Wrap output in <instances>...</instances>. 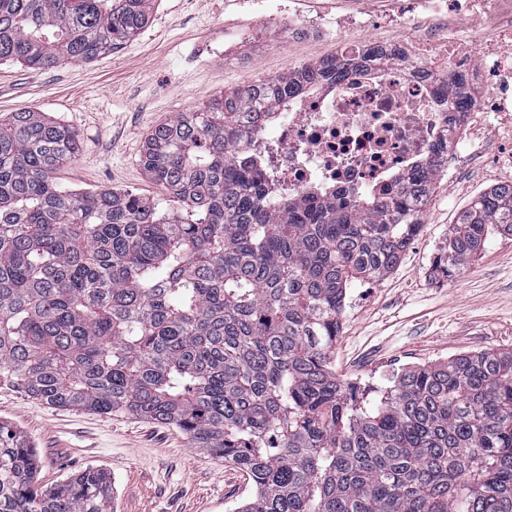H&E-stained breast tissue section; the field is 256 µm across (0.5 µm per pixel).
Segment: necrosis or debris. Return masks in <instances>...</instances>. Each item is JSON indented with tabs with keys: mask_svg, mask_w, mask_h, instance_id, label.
Returning a JSON list of instances; mask_svg holds the SVG:
<instances>
[{
	"mask_svg": "<svg viewBox=\"0 0 512 512\" xmlns=\"http://www.w3.org/2000/svg\"><path fill=\"white\" fill-rule=\"evenodd\" d=\"M338 55L354 64L348 76L327 74L316 88L294 90L279 102L272 123L237 147L264 166L284 197L300 200L316 189L325 202L353 199L397 176L412 178L415 165L443 142L457 163H471L480 151L476 113L512 108V52L486 46L476 54L450 43H383L370 36L342 41ZM473 73L483 92L457 112L467 134L452 141L448 107L469 97Z\"/></svg>",
	"mask_w": 512,
	"mask_h": 512,
	"instance_id": "1",
	"label": "necrosis or debris"
}]
</instances>
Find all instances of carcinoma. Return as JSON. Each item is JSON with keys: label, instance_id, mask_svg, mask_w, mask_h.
<instances>
[{"label": "carcinoma", "instance_id": "1", "mask_svg": "<svg viewBox=\"0 0 512 512\" xmlns=\"http://www.w3.org/2000/svg\"><path fill=\"white\" fill-rule=\"evenodd\" d=\"M154 0H0V64L40 71L119 48ZM307 68L224 92L154 127L161 196L76 193L55 176L77 133L0 114V385L35 401L171 424L236 465V512H512V351L461 354L367 389L333 364L349 289L397 266L442 164L335 207L276 203L237 145ZM512 235V184L482 192L438 250L448 279ZM0 424V512H110L97 468L38 484Z\"/></svg>", "mask_w": 512, "mask_h": 512}]
</instances>
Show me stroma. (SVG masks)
Masks as SVG:
<instances>
[{"label": "stroma", "mask_w": 512, "mask_h": 512, "mask_svg": "<svg viewBox=\"0 0 512 512\" xmlns=\"http://www.w3.org/2000/svg\"><path fill=\"white\" fill-rule=\"evenodd\" d=\"M401 0H155L147 26L116 52L90 62L32 71L0 65V113L45 112L71 126L78 157L61 166L66 187L111 188L156 197L140 162L158 124L220 92L317 64L334 56L342 32L299 42L291 28L307 17L352 15L378 20ZM500 18L477 8L450 17V41L473 49L499 41ZM471 166L438 177L422 227L384 279L350 289L336 341L339 378L373 387L404 369L467 352L512 349V236L493 235L451 280L434 278L431 262L459 214L491 187L512 184V123L496 120ZM0 423L28 435L40 457V485L87 468L112 476V512H232L251 494L237 466L191 447L175 426L127 414L53 408L18 388L0 387ZM93 433L95 448L47 450L46 431Z\"/></svg>", "instance_id": "35a3bbf8"}]
</instances>
